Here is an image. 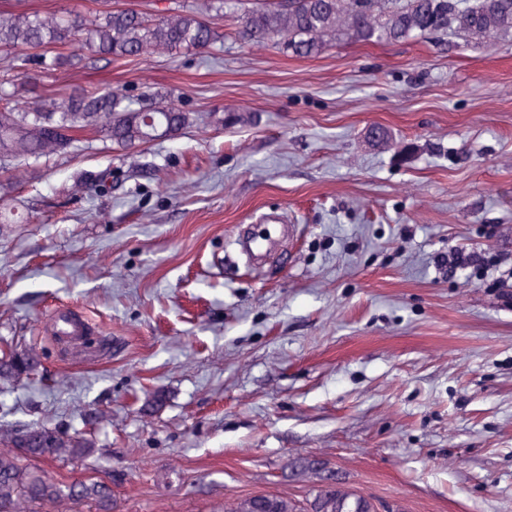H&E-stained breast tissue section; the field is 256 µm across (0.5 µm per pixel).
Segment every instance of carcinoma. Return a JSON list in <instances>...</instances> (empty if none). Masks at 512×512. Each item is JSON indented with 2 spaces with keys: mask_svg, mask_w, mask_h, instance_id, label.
Instances as JSON below:
<instances>
[{
  "mask_svg": "<svg viewBox=\"0 0 512 512\" xmlns=\"http://www.w3.org/2000/svg\"><path fill=\"white\" fill-rule=\"evenodd\" d=\"M16 0L0 6V54L56 71L88 59L132 60L153 52L207 53L224 43V22L241 40L273 41L298 58L319 54L340 36L354 42L398 41L430 30L456 36L489 37L512 33V0H255L238 12V0H195L160 17L133 8L103 9L93 16L49 11L43 4L24 8ZM30 76L0 72V170L34 167L95 135L126 151L168 133L196 125L201 117L174 109L152 95L147 105L117 90L90 87L38 99L25 110L16 101L29 92ZM38 360L27 351L0 355V380L33 374ZM15 452H0V512H18L26 503L67 499L113 512L112 489L92 478L59 483L31 464L90 454L87 432L37 426L13 434ZM229 512H296L286 498L261 495L238 501ZM304 512H376L372 501L344 498L336 484L323 485Z\"/></svg>",
  "mask_w": 512,
  "mask_h": 512,
  "instance_id": "cac0c4a2",
  "label": "carcinoma"
}]
</instances>
